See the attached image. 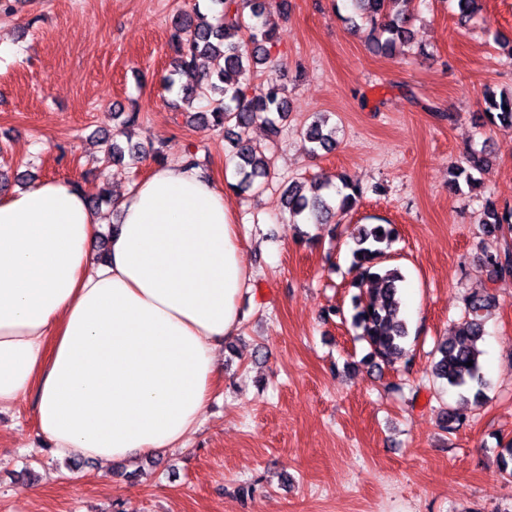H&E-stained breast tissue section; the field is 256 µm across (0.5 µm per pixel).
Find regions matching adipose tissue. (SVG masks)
Segmentation results:
<instances>
[{
	"mask_svg": "<svg viewBox=\"0 0 512 512\" xmlns=\"http://www.w3.org/2000/svg\"><path fill=\"white\" fill-rule=\"evenodd\" d=\"M115 227L67 178L0 197V409L36 395L61 457L107 465L184 447L251 274L221 187L156 163Z\"/></svg>",
	"mask_w": 512,
	"mask_h": 512,
	"instance_id": "obj_1",
	"label": "adipose tissue"
}]
</instances>
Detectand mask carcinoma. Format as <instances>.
I'll return each instance as SVG.
<instances>
[{"mask_svg":"<svg viewBox=\"0 0 512 512\" xmlns=\"http://www.w3.org/2000/svg\"><path fill=\"white\" fill-rule=\"evenodd\" d=\"M352 14L342 17L350 29L365 35L369 49L380 56L391 57L401 52L411 39L409 15L402 0H350ZM216 14L208 16L179 13L172 20L171 42L174 57L170 73L165 77L166 88L177 89L178 99L170 107L190 123H203L227 131L231 142L229 160L234 164L238 182L232 185L238 194L261 189L270 174V159L260 152L248 136L249 129L264 125L271 135L281 132L288 117V101L280 85L268 82L259 90H250L252 77L271 62L276 23L268 9L267 0H211ZM257 20L254 25L246 18ZM212 63V70L202 73L198 61ZM205 100L207 112L193 111V105ZM509 110H504V107ZM479 120L512 130V92L487 91L480 101ZM119 119L112 139H103L108 148L103 162L114 165L125 160L136 162L150 152L158 157L160 151L146 150L131 140L132 129L138 122L136 112H117ZM308 153L336 143V127L328 126L321 114L304 130ZM491 152L486 147L471 150L466 165L451 166L450 187L460 188V178L475 188L481 179L473 172L483 173ZM340 187L330 195L327 186L316 180L308 184L294 183L284 191V207L292 217L302 216L309 224H329L341 221L358 206L362 189L346 175L339 176ZM512 230V209L503 211L487 206L482 222L483 234L497 238L504 229ZM396 236L390 224H358L353 229L355 244L352 250L354 285L364 292L354 297L352 326L360 331L371 349V357L384 364H393L406 355L409 336L403 310L402 290L405 276L397 266L384 264V247ZM483 265L489 278L501 279L512 274V251H487ZM465 316L455 333L441 342L432 365V375L460 396H473L480 402L485 386L482 350L479 344L486 335L485 316L494 305L488 293H473L464 300ZM496 466L504 478H512V443L500 448Z\"/></svg>","mask_w":512,"mask_h":512,"instance_id":"obj_1","label":"carcinoma"}]
</instances>
